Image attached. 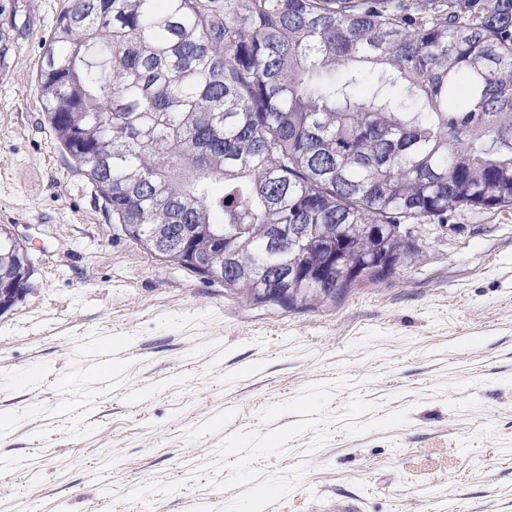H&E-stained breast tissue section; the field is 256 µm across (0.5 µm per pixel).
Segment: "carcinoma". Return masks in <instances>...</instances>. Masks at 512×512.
Listing matches in <instances>:
<instances>
[{
    "label": "carcinoma",
    "instance_id": "obj_1",
    "mask_svg": "<svg viewBox=\"0 0 512 512\" xmlns=\"http://www.w3.org/2000/svg\"><path fill=\"white\" fill-rule=\"evenodd\" d=\"M39 80L115 223L196 231L257 301H334L419 260L406 222L512 206V0H69ZM23 254L0 226V280Z\"/></svg>",
    "mask_w": 512,
    "mask_h": 512
}]
</instances>
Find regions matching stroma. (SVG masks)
I'll use <instances>...</instances> for the list:
<instances>
[{
    "label": "stroma",
    "mask_w": 512,
    "mask_h": 512,
    "mask_svg": "<svg viewBox=\"0 0 512 512\" xmlns=\"http://www.w3.org/2000/svg\"><path fill=\"white\" fill-rule=\"evenodd\" d=\"M67 3L0 13V224L33 267L0 314V512H512V208L333 302L242 298L127 237L54 139Z\"/></svg>",
    "instance_id": "obj_1"
}]
</instances>
